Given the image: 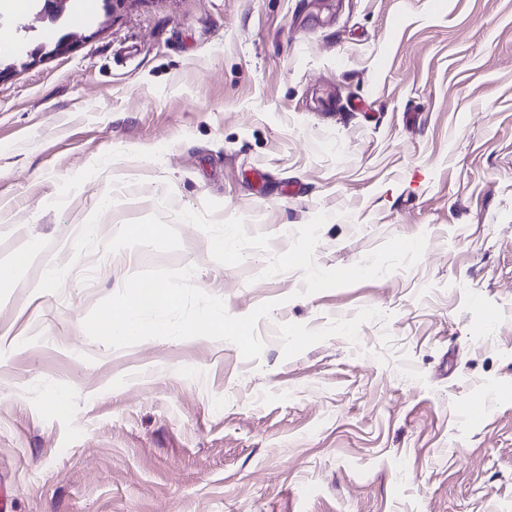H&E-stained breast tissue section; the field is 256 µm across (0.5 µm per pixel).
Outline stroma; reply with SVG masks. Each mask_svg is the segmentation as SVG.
I'll return each instance as SVG.
<instances>
[{"label": "stroma", "instance_id": "35a3bbf8", "mask_svg": "<svg viewBox=\"0 0 512 512\" xmlns=\"http://www.w3.org/2000/svg\"><path fill=\"white\" fill-rule=\"evenodd\" d=\"M75 3L0 15V261L36 256L0 276L13 512H512V0ZM208 200L269 253L216 262L177 219ZM320 212L321 268L425 251L306 296L262 278ZM186 266L233 316L276 301L260 358L86 335L128 277Z\"/></svg>", "mask_w": 512, "mask_h": 512}]
</instances>
